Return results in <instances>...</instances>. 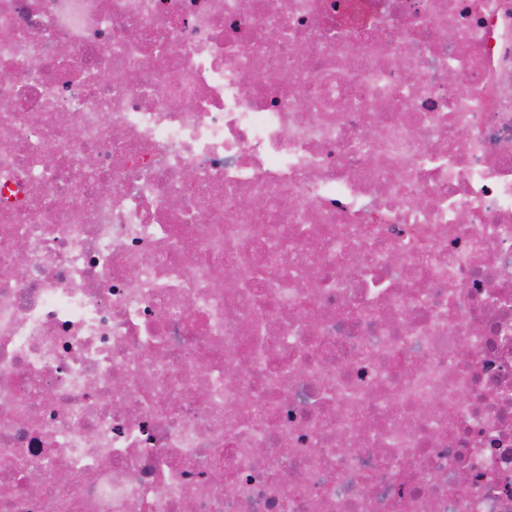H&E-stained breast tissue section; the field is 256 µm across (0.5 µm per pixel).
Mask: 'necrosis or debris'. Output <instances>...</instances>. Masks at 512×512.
Returning a JSON list of instances; mask_svg holds the SVG:
<instances>
[{"mask_svg": "<svg viewBox=\"0 0 512 512\" xmlns=\"http://www.w3.org/2000/svg\"><path fill=\"white\" fill-rule=\"evenodd\" d=\"M0 72V512H512V0H0Z\"/></svg>", "mask_w": 512, "mask_h": 512, "instance_id": "obj_1", "label": "necrosis or debris"}]
</instances>
